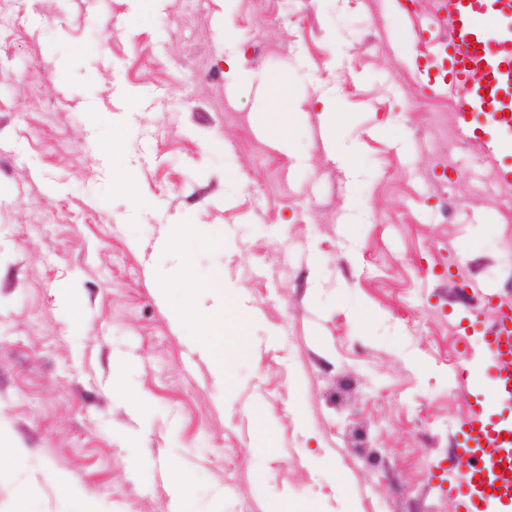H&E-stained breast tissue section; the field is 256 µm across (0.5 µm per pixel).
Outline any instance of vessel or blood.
<instances>
[{"mask_svg": "<svg viewBox=\"0 0 512 512\" xmlns=\"http://www.w3.org/2000/svg\"><path fill=\"white\" fill-rule=\"evenodd\" d=\"M444 37L415 31L435 57L417 63L423 88L454 91L462 142L499 161V179L512 183V0H441ZM482 83H471L473 73ZM492 321L475 318V354L452 366L454 385L476 393L470 413L451 430L452 454L444 468L448 491L464 512H512V302L486 295Z\"/></svg>", "mask_w": 512, "mask_h": 512, "instance_id": "obj_1", "label": "vessel or blood"}]
</instances>
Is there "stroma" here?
<instances>
[{
	"instance_id": "1",
	"label": "stroma",
	"mask_w": 512,
	"mask_h": 512,
	"mask_svg": "<svg viewBox=\"0 0 512 512\" xmlns=\"http://www.w3.org/2000/svg\"><path fill=\"white\" fill-rule=\"evenodd\" d=\"M438 10L5 0L0 512H461L436 466L472 396L448 371L467 290L512 283V184L415 78ZM179 224L247 314L239 335L224 311L222 388L159 246Z\"/></svg>"
}]
</instances>
